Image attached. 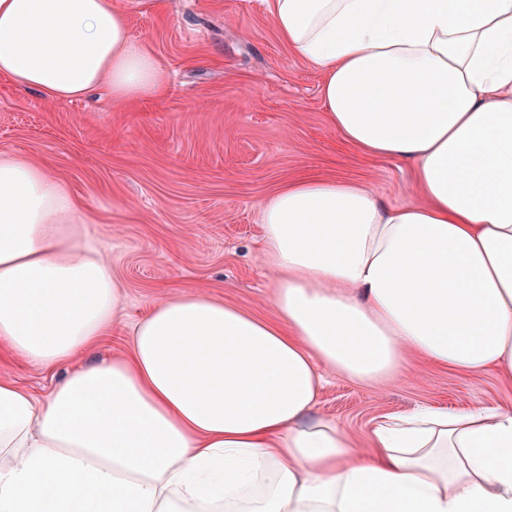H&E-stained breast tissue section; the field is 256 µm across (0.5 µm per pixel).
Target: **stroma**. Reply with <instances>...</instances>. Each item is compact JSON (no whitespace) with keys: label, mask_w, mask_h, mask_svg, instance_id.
<instances>
[{"label":"stroma","mask_w":512,"mask_h":512,"mask_svg":"<svg viewBox=\"0 0 512 512\" xmlns=\"http://www.w3.org/2000/svg\"><path fill=\"white\" fill-rule=\"evenodd\" d=\"M147 43L167 92L128 109L94 95L53 101L0 81V154L46 162L81 198L87 228L124 285L91 356L126 353L151 303L201 291L275 316L274 273L256 204L306 176L355 181L382 202L413 200L411 166L346 144L328 124L321 72L289 51L266 0H114ZM62 369L0 354V377L46 396ZM432 403L512 406V380L418 355L386 392L329 375L316 406L357 443L383 415Z\"/></svg>","instance_id":"1"}]
</instances>
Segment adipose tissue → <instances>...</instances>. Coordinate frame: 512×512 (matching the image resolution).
Returning a JSON list of instances; mask_svg holds the SVG:
<instances>
[{"mask_svg": "<svg viewBox=\"0 0 512 512\" xmlns=\"http://www.w3.org/2000/svg\"><path fill=\"white\" fill-rule=\"evenodd\" d=\"M323 73L331 128L414 167L417 201L294 181L260 202L275 320L202 292L153 304L127 354L90 353L122 284L73 188L0 155V343L65 368L0 378V512H512V407L383 416L361 448L313 414L323 368L404 357L512 379V0H268ZM0 79L59 101L165 87L112 0H0ZM62 375L61 368L34 365L19 358L2 355L0 351V377L15 381L36 397L46 396Z\"/></svg>", "mask_w": 512, "mask_h": 512, "instance_id": "1", "label": "adipose tissue"}]
</instances>
